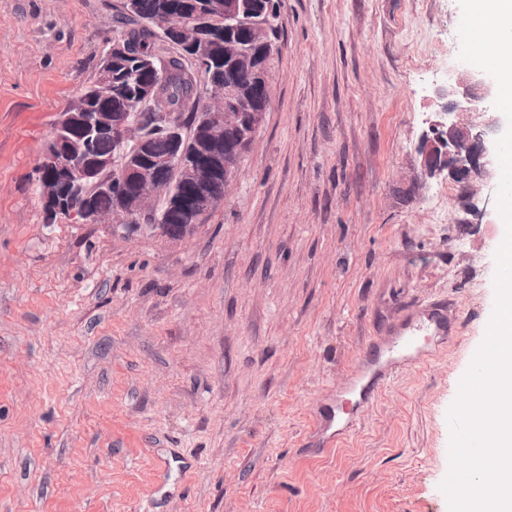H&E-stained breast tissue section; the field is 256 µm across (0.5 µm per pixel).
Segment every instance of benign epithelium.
<instances>
[{
    "label": "benign epithelium",
    "instance_id": "benign-epithelium-1",
    "mask_svg": "<svg viewBox=\"0 0 512 512\" xmlns=\"http://www.w3.org/2000/svg\"><path fill=\"white\" fill-rule=\"evenodd\" d=\"M155 34L159 40L171 37L182 41L197 57L209 54L208 44L189 38L181 21L161 23ZM230 58L236 67L254 72L262 81L266 94L261 102H251L242 94L237 96L232 109L228 103L234 97L233 90L199 75L197 96L179 106L151 113V119L168 134L172 145L170 161L181 177L195 184L202 194L214 174H224L228 186L236 179L241 166L239 161L224 159L221 133L233 131L244 142L255 138L263 127L266 112L273 106V78L268 66L260 64L258 56L245 50L233 51ZM140 63L155 74V84L141 85L137 90L136 105L142 110L153 106L166 72L157 57L142 59ZM108 84V76L104 74L96 85L79 91L73 104L85 111L64 112L56 122L51 138L55 151L47 152L41 163L52 175L40 181V198L54 216L79 224H100L110 219L116 232L140 217H154L160 223L162 219L157 217L155 203L165 198L176 205L178 198L160 181L153 161L144 158L135 166L128 163L129 142L134 141L137 147L146 150L145 133H137L140 123L136 119H121L115 112L88 111L90 102ZM438 95L445 103L434 117L426 119L428 131L423 133L417 149L423 175L431 179L446 177L465 184L470 190L478 181L492 190L498 188L495 135L502 128V118L494 106L495 80L481 69L470 68L465 77L438 88ZM185 109L197 111L202 124V138L194 152L182 146ZM100 136L112 137L116 145L112 159L105 163L91 159V149ZM119 176L131 181L134 190L120 193L112 210L99 212L74 203L73 198L85 195L88 186L108 189Z\"/></svg>",
    "mask_w": 512,
    "mask_h": 512
}]
</instances>
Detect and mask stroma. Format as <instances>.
Here are the masks:
<instances>
[{"label": "stroma", "mask_w": 512, "mask_h": 512, "mask_svg": "<svg viewBox=\"0 0 512 512\" xmlns=\"http://www.w3.org/2000/svg\"><path fill=\"white\" fill-rule=\"evenodd\" d=\"M121 0H0V512H449L454 381L495 303L497 202L422 176L458 0H281L276 102L175 239L48 222L38 169ZM449 335L357 426L317 406L406 308ZM197 464L158 499V460Z\"/></svg>", "instance_id": "obj_1"}]
</instances>
